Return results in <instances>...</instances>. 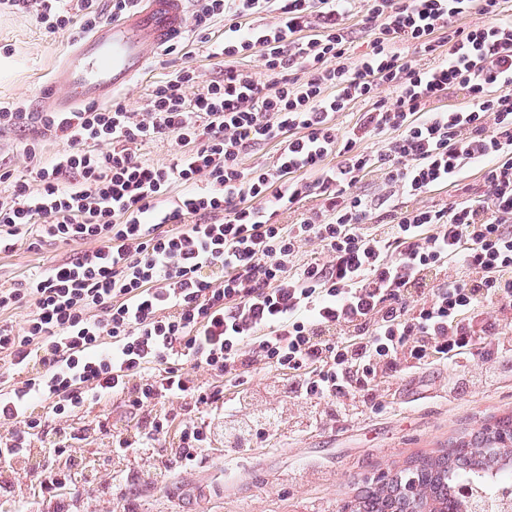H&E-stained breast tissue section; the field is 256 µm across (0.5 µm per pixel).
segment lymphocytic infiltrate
<instances>
[{"label": "lymphocytic infiltrate", "mask_w": 512, "mask_h": 512, "mask_svg": "<svg viewBox=\"0 0 512 512\" xmlns=\"http://www.w3.org/2000/svg\"><path fill=\"white\" fill-rule=\"evenodd\" d=\"M138 0H0V12L34 18L46 35L80 36ZM196 29L224 17L221 79L181 67L152 91L145 112L122 103L44 112L65 147L52 160L26 153L23 173L0 168V252L27 236L93 250L0 289V313L29 306L22 328L0 320V475L32 458L35 437L108 397L149 414L136 437L113 435L112 454L158 465L190 463L212 444L222 386L192 375L203 367L236 383L260 367L287 376L286 397L314 409L312 424L345 421L378 378L443 362L512 361L496 342L512 310V13L504 0H366L374 39L348 65L345 18L354 0H194ZM477 10L484 24L461 27ZM274 11L273 20L242 26ZM319 33L303 37L310 20ZM261 54L265 81L239 62ZM432 58L422 67L417 57ZM391 88L392 103L378 100ZM464 91L466 111L430 104ZM368 100L350 131L334 118ZM389 134L379 154L358 147ZM175 138L172 163L142 160L141 146ZM277 143L274 164L243 168L246 150ZM338 165H328L329 156ZM482 170L484 195L440 209L377 213L356 195L379 167L402 194L458 184L465 165ZM186 191L175 203L173 184ZM323 213L280 224L311 192ZM329 257L294 265L302 243ZM460 276L437 278L445 265ZM222 275L212 279V272ZM22 383H15V376ZM192 400V418L160 405ZM46 405L42 416L31 410ZM179 444L162 447L171 428ZM36 458V457H33ZM46 497L94 477L64 448L36 458Z\"/></svg>", "instance_id": "1"}]
</instances>
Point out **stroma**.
Returning a JSON list of instances; mask_svg holds the SVG:
<instances>
[{
    "mask_svg": "<svg viewBox=\"0 0 512 512\" xmlns=\"http://www.w3.org/2000/svg\"><path fill=\"white\" fill-rule=\"evenodd\" d=\"M223 38L224 21L217 18L207 32L193 29L179 37L173 52L151 53L146 73L118 93L117 101L144 111L155 86L187 64L204 79L221 78L224 67L208 57L207 44ZM71 42L66 32L46 35L26 13L0 14V103L35 111L53 66ZM31 146L51 160L64 144L34 121L0 130V165L23 170ZM465 183L462 189L447 185L419 197H393L383 170L375 168L356 182L354 191L373 201L390 197L400 209L442 207L486 191L477 167L468 168ZM92 248L84 241L21 240L13 251L0 253V287H12L23 275ZM454 372L442 362L386 379L358 418L311 426L305 422L307 406L281 394V374L258 369L243 383L225 388L226 411L237 413L242 404H279L282 422L238 445L213 437L202 459L160 471L140 458H113V433H138L146 421L123 399L111 398L84 410V418L96 427L72 450L95 468L92 488L59 500L41 498L34 469L24 460L0 483V503L24 502L30 512H338L359 485L439 455L450 443L512 416V378L499 374L452 396L448 379Z\"/></svg>",
    "mask_w": 512,
    "mask_h": 512,
    "instance_id": "stroma-1",
    "label": "stroma"
}]
</instances>
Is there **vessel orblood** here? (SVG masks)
Masks as SVG:
<instances>
[{
  "label": "vessel or blood",
  "mask_w": 512,
  "mask_h": 512,
  "mask_svg": "<svg viewBox=\"0 0 512 512\" xmlns=\"http://www.w3.org/2000/svg\"><path fill=\"white\" fill-rule=\"evenodd\" d=\"M187 0H141L139 10L115 18L73 42L42 98L47 112H80L111 101L147 70L151 51L188 28Z\"/></svg>",
  "instance_id": "b4317fda"
}]
</instances>
